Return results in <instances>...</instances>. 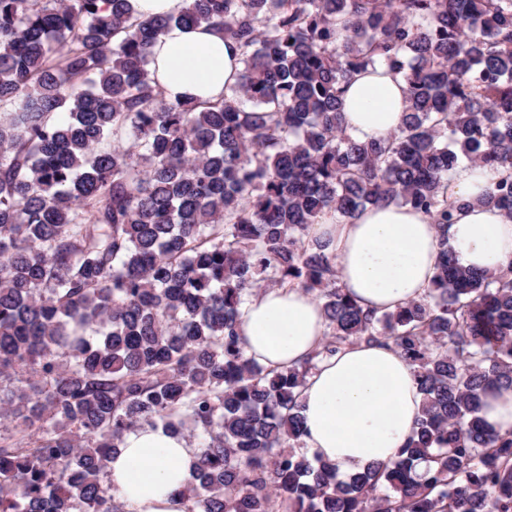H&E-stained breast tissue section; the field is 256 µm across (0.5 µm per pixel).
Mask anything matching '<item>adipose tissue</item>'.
I'll return each mask as SVG.
<instances>
[{
	"instance_id": "adipose-tissue-1",
	"label": "adipose tissue",
	"mask_w": 512,
	"mask_h": 512,
	"mask_svg": "<svg viewBox=\"0 0 512 512\" xmlns=\"http://www.w3.org/2000/svg\"><path fill=\"white\" fill-rule=\"evenodd\" d=\"M236 44L204 26L173 27L152 49L150 68L168 101L223 97L241 69ZM406 85L386 68L358 73L344 96L349 133L385 137L403 117ZM490 168L458 166L449 193L467 201L447 234L432 217L407 206H369L353 221L329 212L311 228L336 255L339 284L358 304L382 313L421 299L436 273L440 241L460 265L495 271L512 259V222L475 199L496 180ZM327 328L321 306L299 288H269L243 307L239 334L247 357L268 369L302 363L320 349ZM413 365L396 349L356 344L321 361L301 395L309 453L338 474L393 459L422 408ZM197 450L160 426L125 436L109 476L128 512H185L181 492L193 481Z\"/></svg>"
}]
</instances>
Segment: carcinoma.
<instances>
[{
	"label": "carcinoma",
	"mask_w": 512,
	"mask_h": 512,
	"mask_svg": "<svg viewBox=\"0 0 512 512\" xmlns=\"http://www.w3.org/2000/svg\"><path fill=\"white\" fill-rule=\"evenodd\" d=\"M240 50L216 102L167 101L149 70L171 26ZM406 83L386 138L346 130L353 77ZM502 170L479 202L512 220V0H0V512H125L108 463L158 424L198 440L187 512H512V260L458 266L445 236L462 160ZM433 216L437 270L376 315L338 285L326 212ZM297 286L327 326L266 369L238 327L258 288ZM392 345L423 407L398 457L344 479L303 451L317 358ZM137 10L145 16L175 13L184 6V0H135ZM482 417L496 431H512V387L497 386L483 396Z\"/></svg>",
	"instance_id": "carcinoma-1"
}]
</instances>
